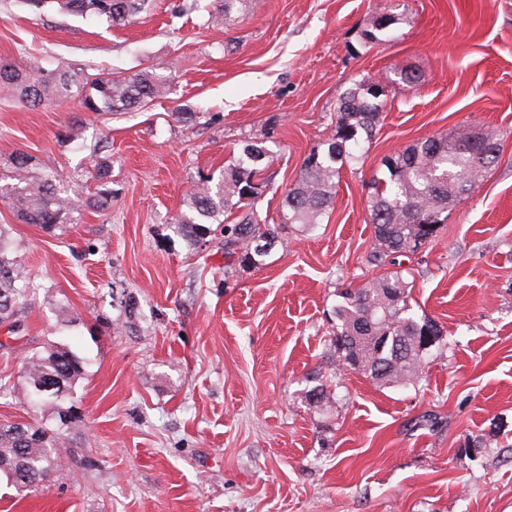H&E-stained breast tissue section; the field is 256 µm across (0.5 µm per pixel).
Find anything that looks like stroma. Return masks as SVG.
I'll return each instance as SVG.
<instances>
[{
    "instance_id": "1",
    "label": "stroma",
    "mask_w": 512,
    "mask_h": 512,
    "mask_svg": "<svg viewBox=\"0 0 512 512\" xmlns=\"http://www.w3.org/2000/svg\"><path fill=\"white\" fill-rule=\"evenodd\" d=\"M173 2L111 28L0 0V58L172 78L167 98L112 116L0 93V156L32 155L83 198L95 157L112 162L111 208L78 223L24 224L0 202L36 287L20 330L0 333V423L57 425L26 394L28 356L52 343L83 363L61 467L27 490L0 474V512H512V0H251L230 29L205 27L210 0L175 21ZM384 11L397 24L364 42ZM365 77L381 119L319 224L287 227L257 267L225 258L219 233L196 249L173 231L191 182L247 141L272 152L259 211L279 222ZM182 105L196 124L175 120ZM463 128L496 135L501 156L403 258L413 317L443 336L414 383L381 386L330 342L341 293L386 272L369 261L370 184L383 156Z\"/></svg>"
}]
</instances>
